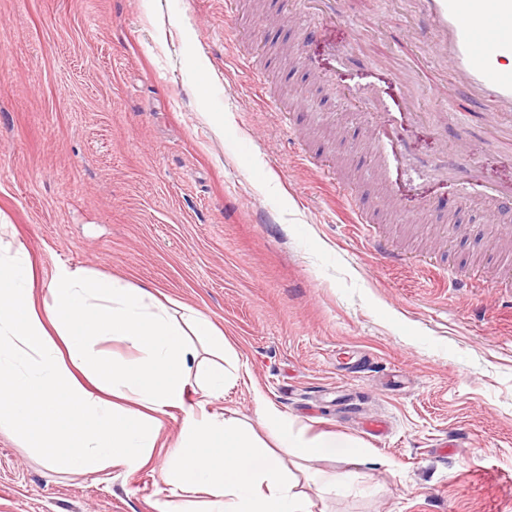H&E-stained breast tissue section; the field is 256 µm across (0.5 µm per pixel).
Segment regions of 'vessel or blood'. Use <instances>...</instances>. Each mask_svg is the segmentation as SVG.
<instances>
[{
    "instance_id": "vessel-or-blood-1",
    "label": "vessel or blood",
    "mask_w": 512,
    "mask_h": 512,
    "mask_svg": "<svg viewBox=\"0 0 512 512\" xmlns=\"http://www.w3.org/2000/svg\"><path fill=\"white\" fill-rule=\"evenodd\" d=\"M417 2L434 30L431 54L450 64L469 97L489 104L492 127L512 142V0ZM460 179L465 193L512 206V185H484L472 168Z\"/></svg>"
}]
</instances>
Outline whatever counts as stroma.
I'll return each instance as SVG.
<instances>
[{"mask_svg":"<svg viewBox=\"0 0 512 512\" xmlns=\"http://www.w3.org/2000/svg\"><path fill=\"white\" fill-rule=\"evenodd\" d=\"M305 7L0 0V241L209 316L239 364L212 410L253 422L259 392L308 435L357 440L372 464L286 457L313 512H512V209L433 169L465 134L459 165L511 181L512 148L402 0L312 25ZM404 85L408 155L365 179L380 158L357 145ZM354 204L410 264L374 250ZM165 454L101 483L1 430L0 512H153ZM344 472L358 487L322 492Z\"/></svg>","mask_w":512,"mask_h":512,"instance_id":"obj_1","label":"stroma"}]
</instances>
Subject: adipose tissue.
<instances>
[{
    "label": "adipose tissue",
    "mask_w": 512,
    "mask_h": 512,
    "mask_svg": "<svg viewBox=\"0 0 512 512\" xmlns=\"http://www.w3.org/2000/svg\"><path fill=\"white\" fill-rule=\"evenodd\" d=\"M37 269L17 250L0 256V428L19 436L49 468L98 475L150 463L162 447V414L183 411L163 469L168 494L155 512H312L285 456L325 458L350 438L306 436L262 394L256 425L210 411L237 370L223 331L204 313L173 312L156 289L82 269L57 268L49 296L36 292ZM124 339L135 360L104 357L100 342ZM215 360L204 363L201 351ZM199 398L186 403L189 385ZM264 428L276 441L256 435Z\"/></svg>",
    "instance_id": "1"
}]
</instances>
